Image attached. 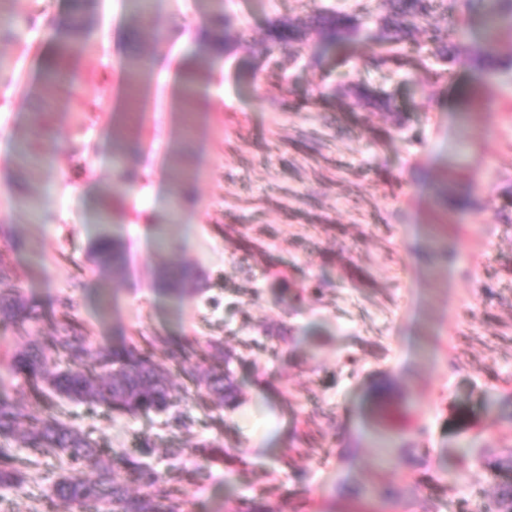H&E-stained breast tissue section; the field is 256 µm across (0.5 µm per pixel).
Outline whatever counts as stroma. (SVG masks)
<instances>
[{
    "label": "stroma",
    "instance_id": "1",
    "mask_svg": "<svg viewBox=\"0 0 512 512\" xmlns=\"http://www.w3.org/2000/svg\"><path fill=\"white\" fill-rule=\"evenodd\" d=\"M431 3L376 66L382 0H157L136 22L127 0H8L0 262L33 318L0 328V393L43 414L4 362L71 316L93 345L151 346L189 422L64 398L55 415L109 454L151 447L182 512H472L512 488V30L490 70L446 63L436 47L477 43L491 0ZM326 9L360 18L352 41L314 34ZM219 11L223 54L177 44ZM74 15L88 40L53 92L42 62ZM281 23L300 39L272 46ZM104 232L120 273L89 259ZM166 265L194 270L192 295L161 289ZM160 336L198 345L199 370L228 361L233 403L198 397ZM67 472L42 459L0 512H45Z\"/></svg>",
    "mask_w": 512,
    "mask_h": 512
}]
</instances>
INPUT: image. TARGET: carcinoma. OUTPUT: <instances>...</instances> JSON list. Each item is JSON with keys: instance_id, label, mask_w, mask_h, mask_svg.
Segmentation results:
<instances>
[{"instance_id": "cac0c4a2", "label": "carcinoma", "mask_w": 512, "mask_h": 512, "mask_svg": "<svg viewBox=\"0 0 512 512\" xmlns=\"http://www.w3.org/2000/svg\"><path fill=\"white\" fill-rule=\"evenodd\" d=\"M414 27L430 15L429 0H386ZM512 20V0H498L497 9L486 19L488 31H494L505 21ZM358 31L353 19L341 14L319 17L316 35L328 44L350 39ZM83 23H74L61 39L60 56L73 55L86 39ZM439 54L451 61L462 54L485 66L495 62L496 50L492 40L475 48L454 46L442 48ZM95 261L119 271V244L107 234L100 235L92 246ZM163 287L181 297L191 294L188 288L190 270L166 266L159 272ZM21 300L11 294L0 295V324L22 326L28 322ZM183 374L205 391L216 408L224 407L228 390L224 369L213 367L202 374L190 361L198 356L188 342L157 338ZM8 370L21 376L35 396L49 391L70 400L90 404H106L131 415L165 413L173 405L169 372L156 364L148 348L135 345L92 347L83 326L73 318L56 322L55 334L37 340L13 352ZM0 438H14L37 454L67 461L72 472L48 485L45 500L49 507L62 502L80 512H179L177 494L181 489L168 482L140 458L127 455L113 457L104 453L91 434L69 426L48 415L33 419L26 408L11 397L0 394ZM27 462H21L6 449L0 448V486L24 482ZM137 483L145 491L129 494L127 482Z\"/></svg>"}]
</instances>
